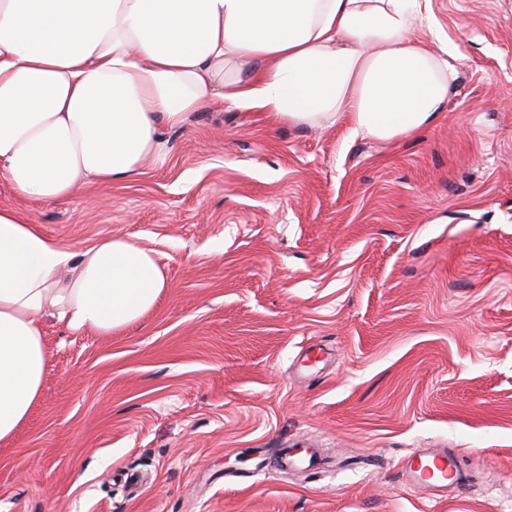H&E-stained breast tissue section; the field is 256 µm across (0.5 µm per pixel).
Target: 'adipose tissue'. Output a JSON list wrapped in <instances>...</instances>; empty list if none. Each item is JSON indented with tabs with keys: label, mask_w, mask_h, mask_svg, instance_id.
<instances>
[{
	"label": "adipose tissue",
	"mask_w": 512,
	"mask_h": 512,
	"mask_svg": "<svg viewBox=\"0 0 512 512\" xmlns=\"http://www.w3.org/2000/svg\"><path fill=\"white\" fill-rule=\"evenodd\" d=\"M418 0H0V177L71 198L163 164L165 130L205 108L302 126L347 113L391 140L432 125L455 80L411 28ZM165 286L153 252L103 237L77 252L0 207V439L38 401L44 320L103 336Z\"/></svg>",
	"instance_id": "adipose-tissue-1"
}]
</instances>
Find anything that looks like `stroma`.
Returning a JSON list of instances; mask_svg holds the SVG:
<instances>
[{
    "mask_svg": "<svg viewBox=\"0 0 512 512\" xmlns=\"http://www.w3.org/2000/svg\"><path fill=\"white\" fill-rule=\"evenodd\" d=\"M421 5L456 70L423 131L228 106L65 202L0 178L70 250L122 236L165 280L122 332L47 322L0 512H512V0ZM417 448L459 449L466 483L410 488Z\"/></svg>",
    "mask_w": 512,
    "mask_h": 512,
    "instance_id": "1",
    "label": "stroma"
}]
</instances>
